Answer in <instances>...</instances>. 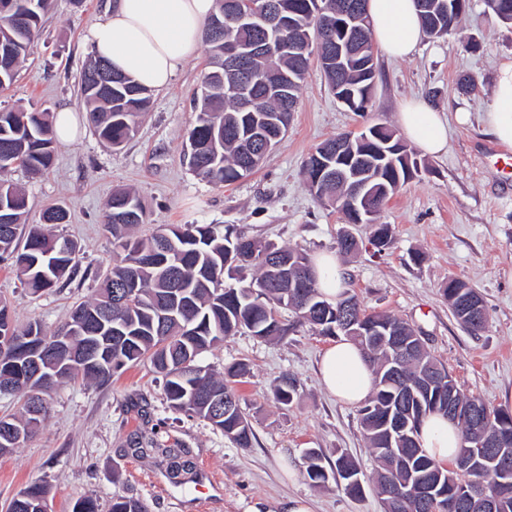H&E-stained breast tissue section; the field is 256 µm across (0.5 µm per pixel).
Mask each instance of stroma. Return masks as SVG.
Wrapping results in <instances>:
<instances>
[{
	"label": "stroma",
	"instance_id": "1",
	"mask_svg": "<svg viewBox=\"0 0 512 512\" xmlns=\"http://www.w3.org/2000/svg\"><path fill=\"white\" fill-rule=\"evenodd\" d=\"M107 5L53 0L16 81L0 92V107L83 108L81 73L90 55L84 37ZM511 59L512 25L497 21L484 0H471L454 31L425 38L409 59L376 50L370 112L349 111L319 67L310 66L288 131L265 163L244 180L215 186L198 178L182 154L196 119L193 95L208 63L207 49H200L168 88L154 92L150 111L122 149L110 148L86 124L75 143L57 146L46 175L31 179L13 170L11 181L28 196L26 223H40L50 204L67 209L69 221L59 231L75 243L79 266L71 279L35 296L21 288L9 261L0 260V295L10 300L19 323L36 319L50 332L62 327L91 296L96 275L112 266V236L102 215L122 186L134 188L145 203L142 235L162 224H221L312 257L335 251L337 234L347 228L360 244L345 264L347 287L362 306L409 323L462 393L512 409V182L486 156L493 140L480 121L492 103L499 64ZM463 75L476 79L474 94L458 92ZM409 98L449 116L463 106L470 117L452 123L446 154H418V175L380 214V223L393 229V243L377 255L370 227L345 225L341 213L324 208L302 169L311 150L331 136L373 124L398 127L400 105ZM452 277L475 289L490 313L479 335L451 313L442 290ZM280 317L288 331L279 340L239 334L201 359L219 376L230 363H249L237 389L255 435L252 447H237L208 422L171 409L161 375L144 361L106 384L77 379L50 392L51 412L42 427L21 448L0 455V512L36 481L48 487V512H72L87 496L96 499L99 512H109L117 495L141 500L148 512H251L255 502L292 495L313 499L316 512H384L373 489L352 497L335 480L314 486L304 479L308 448L329 458L348 454L367 473L373 461L357 406L338 401L321 385L318 361L330 337L299 324L292 312ZM285 374L299 384L287 407L274 398ZM141 437L187 449L194 462L190 482L173 486L162 457L133 455ZM286 462L295 476L284 473Z\"/></svg>",
	"mask_w": 512,
	"mask_h": 512
}]
</instances>
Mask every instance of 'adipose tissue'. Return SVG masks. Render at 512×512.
I'll return each mask as SVG.
<instances>
[{
  "label": "adipose tissue",
  "mask_w": 512,
  "mask_h": 512,
  "mask_svg": "<svg viewBox=\"0 0 512 512\" xmlns=\"http://www.w3.org/2000/svg\"><path fill=\"white\" fill-rule=\"evenodd\" d=\"M214 8L215 0H113L103 17L88 27L86 41L95 58L148 89L163 90L197 55ZM367 12L375 41L393 58L412 56L425 37L415 0H368ZM399 122L423 152L433 156L446 150L448 120L426 101H406ZM483 123L499 145L512 149V61L497 73L493 105ZM320 375L326 391L347 404H361L371 393L372 369L350 340L325 349ZM421 445L445 465L457 457L461 435L454 423L433 415L423 424Z\"/></svg>",
  "instance_id": "obj_1"
}]
</instances>
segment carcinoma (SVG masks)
<instances>
[{"mask_svg": "<svg viewBox=\"0 0 512 512\" xmlns=\"http://www.w3.org/2000/svg\"><path fill=\"white\" fill-rule=\"evenodd\" d=\"M292 21L290 38L299 46H308L305 54H269L248 61L247 93H224L216 74L228 43L250 45L262 38L256 28L225 23L220 35L203 30V41L211 55L210 69L196 91V124L187 133L184 156L190 169L214 185H230L240 180L243 170L255 172L265 156L250 157L247 136L256 129L266 134L276 131L272 120L296 109L298 94L310 66V56L323 55L330 42L353 39L359 51L350 55L341 67L321 66L331 91L350 101L352 112H365L372 106L375 72L365 68L373 46L369 26L361 30L342 26L345 17L367 12L368 0H277ZM430 8L420 10L424 29L437 28L448 34L456 28L469 8V0H428ZM496 19L512 22V0H485ZM49 7L33 8L21 19L16 13L0 10V89L16 80L34 33L40 28ZM110 64L92 60L84 69L81 92L89 107V121L98 138L118 150L133 137L138 118L149 110L150 90L126 74L112 84V94L96 89V75ZM400 138L386 126L375 125L354 135L350 143L328 162L340 171L352 165L369 171L371 185L389 188L394 196L413 174L418 162L401 147L398 156L383 154L385 141ZM54 120L48 111L0 109V258L12 261L17 276L27 290L39 295L55 287L77 269L76 246L53 233L52 228L66 219L67 211L51 205L42 213L39 224L22 223L27 209L25 193L1 175L16 167L32 176L48 172L54 163ZM320 147L309 154L303 167L308 187L326 207L342 212L344 223L373 227L371 244L377 252L388 249L393 235L391 225L376 223L380 210L364 220L346 201L351 182L341 176L314 182L319 165ZM146 221L141 199L131 190L119 188L106 204L103 224L112 234L116 259L91 299L80 303L65 325L72 332L66 346H58L59 333L47 334L40 322L17 323L10 304L0 299V350L17 348L10 365L0 364V386L26 397L24 415L0 418V454L21 447L50 414L45 395L58 383L79 374L86 380L107 383L127 367L145 359L163 377L169 406L189 417H198L224 432L239 448L252 447V426L242 406V397L229 380L242 378L248 364L237 362L225 368L217 379L198 358L224 342L229 336L248 333L263 340L282 337L288 328L279 319L278 310L289 309L299 321L321 336L341 334L339 306L353 295L346 291L334 303L323 299L317 280L310 273L307 256L296 247L278 246L268 241L237 234L222 224H168L148 238L131 236L133 227ZM245 252L249 261L239 260ZM293 261V275L309 272L305 288L280 285V267ZM453 316L471 334L485 325L470 326L462 319L454 299L455 289H442ZM352 317L359 327L390 326L410 339L415 330L403 320L384 313L369 312L359 303L352 307ZM366 354L373 372V387L359 409L360 424L372 456L378 463L375 490L391 512H428L416 500L413 490L419 478H440L444 499L462 501L456 512H476L465 504L471 488L493 493L504 477L491 459L498 453L512 454L511 448H490L504 430L512 431V411L489 406L483 400L466 396L454 389L456 399L478 404L488 411L481 431L475 432L460 421L462 448L455 469L439 465L421 447L405 448L390 441L384 427L390 409L404 393L414 396L408 404L416 416L448 415L441 407L440 392H448V383H436L425 392L418 391L422 372L435 369L443 378L447 368L425 348L396 361L392 349L379 336H349ZM39 359L42 373L33 366ZM298 393L296 379L283 376L275 389L277 402L287 407ZM486 444L476 447L477 442ZM142 456L160 455L167 460L168 475L175 483L191 471L194 463L182 448H163L150 443L135 448ZM305 477L322 484L339 476L345 493L358 497L364 483L357 464L347 455H336L332 465L319 448L305 450ZM46 487L34 482L15 497L8 512H43ZM110 512H146L137 499L115 496Z\"/></svg>", "mask_w": 512, "mask_h": 512, "instance_id": "cac0c4a2", "label": "carcinoma"}]
</instances>
